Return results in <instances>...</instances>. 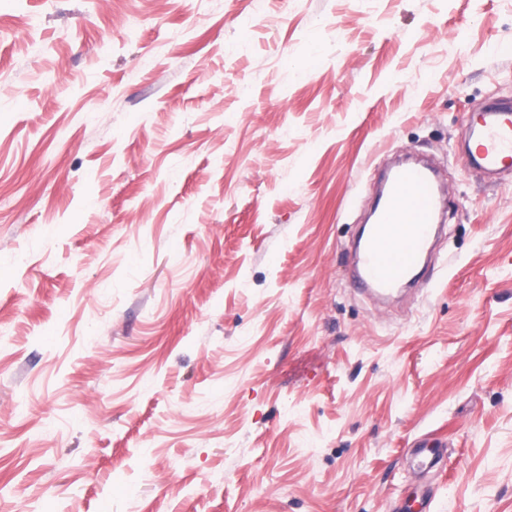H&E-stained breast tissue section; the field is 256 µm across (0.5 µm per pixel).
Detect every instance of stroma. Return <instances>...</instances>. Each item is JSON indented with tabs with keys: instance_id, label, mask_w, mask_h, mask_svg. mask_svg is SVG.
<instances>
[{
	"instance_id": "obj_1",
	"label": "stroma",
	"mask_w": 512,
	"mask_h": 512,
	"mask_svg": "<svg viewBox=\"0 0 512 512\" xmlns=\"http://www.w3.org/2000/svg\"><path fill=\"white\" fill-rule=\"evenodd\" d=\"M501 45L512 0H0V512H512ZM405 155L445 236L383 307L345 247ZM469 128L475 149L471 162L486 171L500 173L512 168V103L490 99L470 116ZM411 456L417 460V465L423 470H431L438 467L442 461L440 448L431 445L430 441H420L410 448Z\"/></svg>"
}]
</instances>
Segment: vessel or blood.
Wrapping results in <instances>:
<instances>
[{"label": "vessel or blood", "instance_id": "vessel-or-blood-1", "mask_svg": "<svg viewBox=\"0 0 512 512\" xmlns=\"http://www.w3.org/2000/svg\"><path fill=\"white\" fill-rule=\"evenodd\" d=\"M468 123L475 145L472 163L492 173L512 168V101L488 100ZM441 198L437 173L430 166L404 164L387 172L372 209L373 223L347 253L357 288L383 295L420 268L439 233ZM410 454L424 470L443 461L439 448L427 440L415 443Z\"/></svg>", "mask_w": 512, "mask_h": 512}]
</instances>
